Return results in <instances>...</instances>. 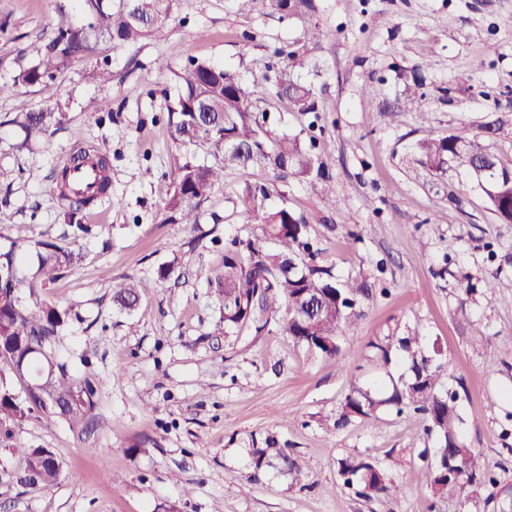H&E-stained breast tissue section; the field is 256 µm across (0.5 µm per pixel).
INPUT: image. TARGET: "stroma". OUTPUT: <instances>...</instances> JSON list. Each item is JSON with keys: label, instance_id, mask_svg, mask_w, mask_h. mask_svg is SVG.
<instances>
[{"label": "stroma", "instance_id": "obj_1", "mask_svg": "<svg viewBox=\"0 0 512 512\" xmlns=\"http://www.w3.org/2000/svg\"><path fill=\"white\" fill-rule=\"evenodd\" d=\"M317 6L315 20L331 37L291 69L314 87L316 112L278 99L265 108L276 133L313 142L341 204L315 206L322 184L300 176L277 183L267 204L304 216L318 263L369 290L340 339V365L275 321L259 333L225 327L223 298L207 282L228 237L260 235L243 202L273 182L271 172L225 175L197 223L166 222L164 211L178 160L212 161L171 136L174 71L206 60L254 88L275 51L301 40L303 22L243 12L238 0H176L162 37L101 43L94 58L57 76L51 108L62 118L28 149L12 120L44 104L12 76L18 49L52 36L54 0H0V252L18 243L32 266L40 241L75 253L40 299L67 310L55 360L92 385L105 421L74 429L34 410L1 425L0 512H500L503 489H512V401L498 399L512 391V357L496 346L512 337V224L497 222L466 175L437 182L410 159L423 139L463 133L512 164V141L483 135L488 121L512 119V0ZM104 67L111 82L97 77ZM416 89L415 112L403 101ZM105 100L111 113L99 110ZM80 151L109 156L122 206L105 198L72 216L43 195ZM452 191L462 204L449 201ZM74 221L87 233L73 235ZM163 265L173 266L171 277L158 278ZM125 277L151 284L131 313L112 299ZM467 283L485 295L464 297ZM475 322L483 335H472ZM408 334L454 366L461 438L483 452L498 493L483 488L464 504L433 497L426 465L438 440L412 414L383 407L334 428L352 378L366 385L381 375L374 344ZM30 448L53 452L63 468L57 485L20 484ZM264 448L297 456L303 480L293 483L275 458L257 462ZM350 456L370 458L400 497L369 499L344 487L338 462Z\"/></svg>", "mask_w": 512, "mask_h": 512}]
</instances>
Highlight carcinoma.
<instances>
[{
	"instance_id": "carcinoma-1",
	"label": "carcinoma",
	"mask_w": 512,
	"mask_h": 512,
	"mask_svg": "<svg viewBox=\"0 0 512 512\" xmlns=\"http://www.w3.org/2000/svg\"><path fill=\"white\" fill-rule=\"evenodd\" d=\"M75 12L56 6L54 36L37 48L28 63H18L13 76L17 87H36L44 100L54 98V78L73 62L86 59L97 51L99 43L109 41L134 45L147 37H161L171 17L173 0H71ZM247 11L286 14L306 23L303 45L314 48L327 33L313 22L316 0H239ZM282 57L274 83L275 96L286 99L298 112L315 110L312 89L293 79L288 62L298 56L296 50H281ZM178 95L169 112L172 136L182 146L202 145L214 158L211 164L186 159L174 170L173 194L165 211L177 216L181 224H196L201 203L210 197L216 184L224 181L228 171L258 166L284 180L289 176H310L329 182L316 167L308 148L297 138L281 137L267 123L266 110L259 108L263 97L247 90L235 72L207 61H193L174 72ZM56 113L43 110L25 112L13 119L24 133V143L44 137ZM493 138L512 139V122L494 120L484 126ZM485 148L476 140L461 135L426 138L418 142L413 163L433 175L449 170L473 178L485 194L488 209L502 224H512V181L497 180L495 173L476 172L478 158ZM68 173H55L43 189L53 200L68 202L75 215L111 191L110 177L101 176L88 191L71 193L67 189ZM265 197H252L254 221L261 225L263 237L234 236L224 246V262L213 270L208 283L224 297V325H252L259 331L271 320H279L283 331L293 340L330 359H343L340 338L351 319L357 316L355 305L367 288L356 280L340 282L331 270L317 262L303 261L301 248L308 241L307 222L285 207L269 208ZM273 240L268 249L263 239ZM12 246L0 253V272L7 279L13 295L0 298V374L3 368L15 371L22 364L31 374L28 404H23L6 389H0V424L18 422L28 412L39 410L49 416H62L70 423L84 425L95 417L94 391L67 375L63 366L44 375L42 367L52 360L49 350L59 336L67 311L44 305L38 294L57 272L71 262V254L51 242L41 243L38 269L28 273ZM150 283L128 278L113 292V300L124 310H135L141 293ZM26 292L32 303L23 305L19 294ZM398 350L387 344H373L380 369L390 372L393 362L408 364L409 375L392 384L385 399L371 390L352 385L345 397L334 426L340 428L358 417H369L384 405L407 408L417 414L418 425L425 434L440 437L435 449L437 465L427 470L426 487L437 497L456 496L460 502L483 486L497 484L494 474L485 467L482 455L459 441L457 429L461 417L457 392L443 393L436 387L444 364H434L424 354L419 336H403ZM63 402L68 409L60 412L51 406ZM295 482H300L302 467L297 458L284 450L277 452ZM339 475L347 486L354 485L366 497L392 499L400 488L367 457H346L339 462ZM62 467L47 448H31L24 457L23 481L44 487L56 485Z\"/></svg>"
}]
</instances>
